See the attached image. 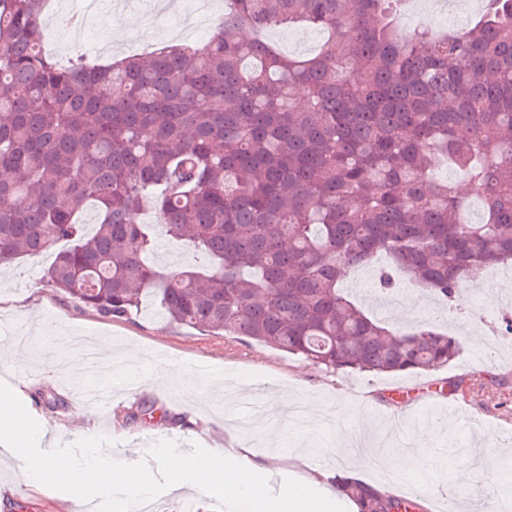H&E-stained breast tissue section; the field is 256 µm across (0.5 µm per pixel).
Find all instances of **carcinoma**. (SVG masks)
Masks as SVG:
<instances>
[{
  "label": "carcinoma",
  "instance_id": "cac0c4a2",
  "mask_svg": "<svg viewBox=\"0 0 512 512\" xmlns=\"http://www.w3.org/2000/svg\"><path fill=\"white\" fill-rule=\"evenodd\" d=\"M401 0H224L212 37L106 65L44 51L48 0H0V268L65 241L47 281L124 318L152 293L169 321L332 372L418 374L454 360L431 322L392 331L341 290L377 257L446 304L512 259V0L474 27L399 33ZM326 34L307 57L264 33ZM446 158L482 199L478 222ZM99 214L93 232L78 215ZM207 258L167 273L141 220ZM358 512L423 504L345 473Z\"/></svg>",
  "mask_w": 512,
  "mask_h": 512
}]
</instances>
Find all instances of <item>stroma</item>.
I'll return each instance as SVG.
<instances>
[{"label":"stroma","mask_w":512,"mask_h":512,"mask_svg":"<svg viewBox=\"0 0 512 512\" xmlns=\"http://www.w3.org/2000/svg\"><path fill=\"white\" fill-rule=\"evenodd\" d=\"M157 0H138L99 11L90 23L64 27L58 17L70 13L71 0H52L47 20L46 44L58 48V59L68 63L81 54L92 63H107L102 49L126 46L144 33V11ZM52 253L17 259L0 271V321L10 322L14 335L29 336V344L18 354L0 353V373L16 372L27 388L14 413L20 422L38 427L51 424V450L70 453L85 460L98 451L111 455L120 467L136 475L151 491L158 512H180L175 494L169 493L164 464L157 451L175 448L186 454L205 452L207 443L195 439L182 423L185 410L206 413L216 430L218 443L237 441L246 446L262 443L268 452L288 455L304 448V464L291 465L269 476L271 488L294 481L309 469L336 471L346 468L366 481H376V462L391 465L396 451L377 447V427H395L409 441L424 439L426 448L411 457L406 475L418 496L435 498L442 486L453 489L456 499L474 512L481 495L499 491L512 472L505 459H512V359L493 355L485 346V328L436 318L437 305L429 293L409 287L395 301L383 303L373 291L371 273L348 289V295L386 326L405 329L419 322H437L448 335L458 338L460 352L448 365L410 376L368 373H332L302 362L295 356L230 336H210L198 330L170 324L158 299L147 297L138 312L112 319L83 308L58 292L46 280ZM91 334L110 344L112 354L124 356L135 348L149 374L148 384L116 391L112 401L94 410V418L110 421L109 433L81 430L84 413L74 396V382L64 371L48 375L49 360L63 362L65 351L56 349V336ZM206 362L225 378H238L266 386L268 394L287 395L289 400L309 402L319 410L332 411V425L323 420L292 423L285 416L254 421L240 399L216 392L194 372ZM461 378L465 398L474 400L477 411L471 429L461 433L447 412L429 413L425 403L440 400L442 382ZM192 383L194 395L184 391ZM145 402L153 414L117 424L115 406ZM74 490L58 487L53 497L35 494L21 474L18 459L0 453V512H62Z\"/></svg>","instance_id":"35a3bbf8"}]
</instances>
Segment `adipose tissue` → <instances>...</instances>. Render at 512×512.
Instances as JSON below:
<instances>
[{"label":"adipose tissue","instance_id":"obj_1","mask_svg":"<svg viewBox=\"0 0 512 512\" xmlns=\"http://www.w3.org/2000/svg\"><path fill=\"white\" fill-rule=\"evenodd\" d=\"M14 454L23 460V474L37 489H52L68 484L77 469L92 478L98 494H119L129 500L147 496L145 485L134 478L118 480L111 456L90 454L83 463L65 453L50 457L30 452L29 445L40 436L39 430L15 427L11 430ZM162 457L170 485L196 489L204 496H218L231 507V512H269L270 504L262 488L250 475L268 470L271 462L262 458L246 462V449L217 448L203 455H188L173 448L158 451ZM331 475L318 472L305 475L289 487L278 501V512H323L327 503L325 486Z\"/></svg>","mask_w":512,"mask_h":512}]
</instances>
